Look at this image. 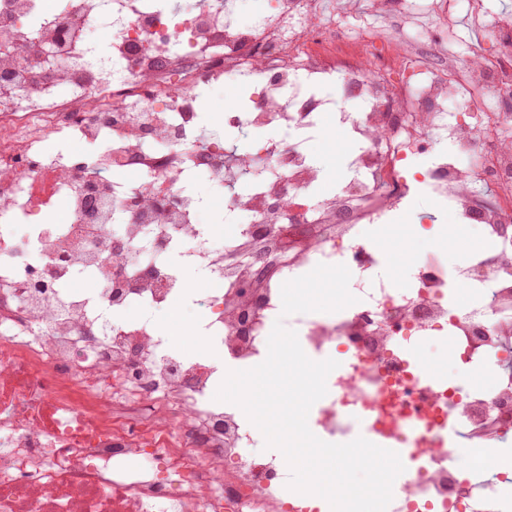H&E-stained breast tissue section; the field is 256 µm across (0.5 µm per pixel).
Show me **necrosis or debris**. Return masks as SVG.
<instances>
[{
	"label": "necrosis or debris",
	"instance_id": "4bbe7bcc",
	"mask_svg": "<svg viewBox=\"0 0 512 512\" xmlns=\"http://www.w3.org/2000/svg\"><path fill=\"white\" fill-rule=\"evenodd\" d=\"M402 4L372 0L357 51L335 24L318 25L325 0H268L247 22L234 0H60L51 12L0 0V512H311L286 501L290 472L257 451L255 425L215 399L220 365L160 331L156 313L179 298L242 370L266 357L278 321L309 358L343 349L308 425L337 443L361 432L403 449L388 512H512L497 482L475 491L451 444L466 432L490 449L512 434V239L500 234L512 221V148L498 134L512 115L487 109L512 95V17L490 25L495 53L478 43L462 61L445 28L406 36ZM105 13L102 55L92 35ZM242 82L250 105L226 119L258 139L250 158L202 134L195 97ZM327 86L356 97L357 111ZM328 116L358 150L312 206L323 182L312 143ZM64 140L100 150L46 152ZM195 174L229 212L313 225L312 241L258 279L247 225L216 233L187 189ZM418 188L448 199L495 254L469 251L452 273L411 266L395 283L365 227ZM60 200L65 223H44ZM321 263L347 266L355 303L283 315V283ZM186 267L209 291L187 292ZM460 285L482 292L481 305H450ZM441 336L459 365L492 369V383L424 382L419 350Z\"/></svg>",
	"mask_w": 512,
	"mask_h": 512
}]
</instances>
